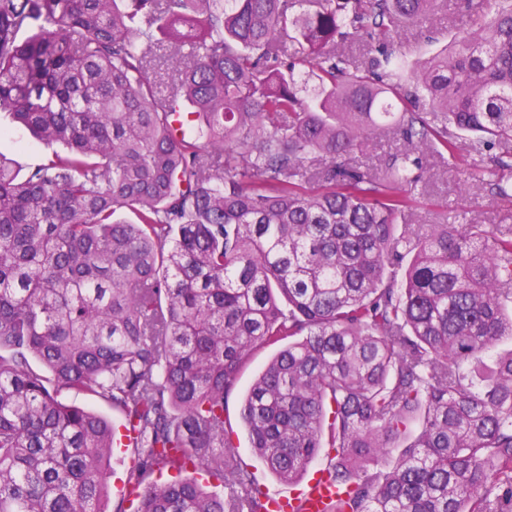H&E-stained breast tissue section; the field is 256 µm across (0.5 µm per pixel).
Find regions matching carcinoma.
I'll list each match as a JSON object with an SVG mask.
<instances>
[{
    "instance_id": "obj_1",
    "label": "carcinoma",
    "mask_w": 512,
    "mask_h": 512,
    "mask_svg": "<svg viewBox=\"0 0 512 512\" xmlns=\"http://www.w3.org/2000/svg\"><path fill=\"white\" fill-rule=\"evenodd\" d=\"M305 3L0 0V114L49 150L0 156V512H107L116 432L66 391L124 414L134 512H266L225 411L277 344L241 406L277 479L321 455L328 512H512V228L408 223L427 155L494 151L512 200V0L415 62L439 0ZM402 149H404V146L400 141L392 137L383 138L376 142L366 154L352 153L346 157V160L352 165L361 163L379 164L390 154H394Z\"/></svg>"
}]
</instances>
